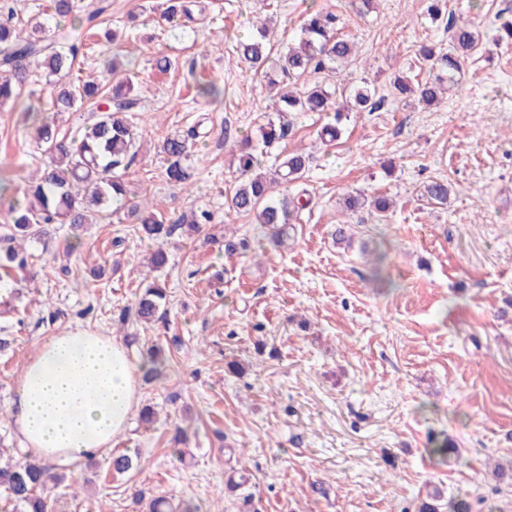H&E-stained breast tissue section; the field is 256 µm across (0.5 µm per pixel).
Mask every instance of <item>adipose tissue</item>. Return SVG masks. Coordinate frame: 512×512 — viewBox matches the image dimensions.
<instances>
[{
    "label": "adipose tissue",
    "instance_id": "1",
    "mask_svg": "<svg viewBox=\"0 0 512 512\" xmlns=\"http://www.w3.org/2000/svg\"><path fill=\"white\" fill-rule=\"evenodd\" d=\"M142 372L121 340L91 328L43 338L13 400L14 431L27 456L73 469L111 451L140 399Z\"/></svg>",
    "mask_w": 512,
    "mask_h": 512
}]
</instances>
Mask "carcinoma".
<instances>
[{
  "label": "carcinoma",
  "instance_id": "carcinoma-1",
  "mask_svg": "<svg viewBox=\"0 0 512 512\" xmlns=\"http://www.w3.org/2000/svg\"><path fill=\"white\" fill-rule=\"evenodd\" d=\"M164 15L171 21L194 20L195 12L205 7L195 0H167ZM112 8L111 0H98L92 10L81 11L79 0H51L45 16L49 21H37L30 29H20L14 22L0 21V108L7 102L17 103L23 94H34L30 86L35 72H41L45 83L57 91L56 110L69 109L85 100L93 103L97 118L85 125L78 134L69 137L57 130L55 121L46 116L37 123L36 144L45 156L40 175L34 181L17 185L8 176H0V202L8 199V220L0 225V267H14L27 271L28 254L25 243H37L47 235L50 224H67L71 234L81 239L80 231L87 224H94L124 209L127 205V185L120 175L133 158L136 133L130 125L127 112L134 106L130 93L133 82L126 73L125 64L118 54L105 63L101 75L78 85L62 81L77 64L84 48V36L104 21ZM340 17L320 9L312 10L302 25L297 42L290 43L280 53L274 65L283 76L298 79L308 73L329 72L336 75V87L329 90L316 84L302 92L288 90L280 94L277 118L260 127L261 145L270 148L284 141L293 129V115L300 112H331L333 121L321 130V136L335 141L340 137L341 121L357 112L371 111L376 102L375 87L367 80L345 82L344 74L355 61V45L348 39L336 37ZM256 33L238 41L241 57L250 67L259 69L271 61L270 30L261 19L253 21ZM480 49L475 24L460 19L451 24L448 52L436 54L434 48L424 46L420 56L425 60L437 59L446 76L433 82L412 86L407 77H397L393 89L398 94H414L419 103L437 106L443 94L457 84L456 73L462 61ZM238 166L244 180L235 189L228 204L229 211L237 215H255L257 222L268 230L272 247L282 244L287 226L296 222L299 211L310 200L304 191L293 196L276 197L271 192L274 183L299 182L308 168L309 157L302 152L286 155L271 173L258 172L257 147L249 141L238 143ZM192 145L190 140L175 134L161 144L166 156V176L170 183L181 188L191 187L194 172L189 164ZM453 190L444 179L426 182L422 197L430 204L445 205ZM136 212L140 237L162 240L177 230L187 228L196 232L200 225L211 221L207 211L192 215L185 223L168 221L162 214L140 211V205L131 206ZM168 293L155 282L147 284L135 304L136 320L152 324L163 319V308ZM150 367L144 379L156 378L166 363L163 348L156 344L148 352ZM141 467L136 456L114 454L109 461L110 471L126 474ZM74 481L66 469H53L39 461L25 457L9 460L0 466V489L17 512H49V502L44 491ZM440 493L422 500L418 512H472L467 495L448 498L440 504ZM151 512H199L198 506L183 502L177 506L166 499L151 503Z\"/></svg>",
  "mask_w": 512,
  "mask_h": 512
}]
</instances>
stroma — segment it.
<instances>
[{
  "instance_id": "obj_1",
  "label": "stroma",
  "mask_w": 512,
  "mask_h": 512,
  "mask_svg": "<svg viewBox=\"0 0 512 512\" xmlns=\"http://www.w3.org/2000/svg\"><path fill=\"white\" fill-rule=\"evenodd\" d=\"M151 2L112 0L108 26L121 46L92 38L70 80H87L121 49L138 99L131 121L143 132L125 176L130 198L172 220L207 210L212 221L166 242L167 313L152 325L117 322L135 308L152 248L124 214L88 225L77 248L67 225H51L27 247L32 273L0 269V336L13 341L0 353V448L23 455L11 406L37 342L84 325L181 348L169 351L161 379L141 384L139 403L154 407L155 422L132 418L115 443L139 454L142 470L117 476L99 456L81 468L77 495L58 494L55 512H147L132 503L139 490L237 512L221 494L236 470L249 474L260 512H415L435 487L469 493L472 512H512V484L491 474L512 463V311L502 310L512 300V38L502 29L512 9L448 0L449 18L473 19L483 46L447 100L424 109L392 96L390 81L405 71L415 82L432 78L437 68L419 59L420 46L448 49L447 26L430 19L427 0H377L363 14L351 0H201L205 20L176 25ZM311 9L341 16L357 44L352 75L373 81L384 102L346 121L332 145L318 137L325 115L299 114L265 155L267 169L280 153L312 158L301 186L313 205L274 250L262 225L227 210L240 182L233 144L256 137L273 113L264 75L240 62L235 45L259 10L280 44L295 41ZM157 55L172 68L158 71ZM210 80L223 97L199 94ZM33 127L21 106L0 111V169L19 183L42 164ZM191 129L196 182L183 190L167 182L159 145ZM433 178L455 187L447 207L419 198ZM349 191L388 194L396 209L384 221L367 208L343 215ZM342 219L354 233L349 249L333 239ZM228 235L248 239L249 250L228 254ZM102 263L105 279L92 281ZM51 309L60 312L52 322ZM231 361L241 373L228 371ZM178 426L188 436L181 460L168 445ZM447 438L459 460L435 464L429 450Z\"/></svg>"
}]
</instances>
